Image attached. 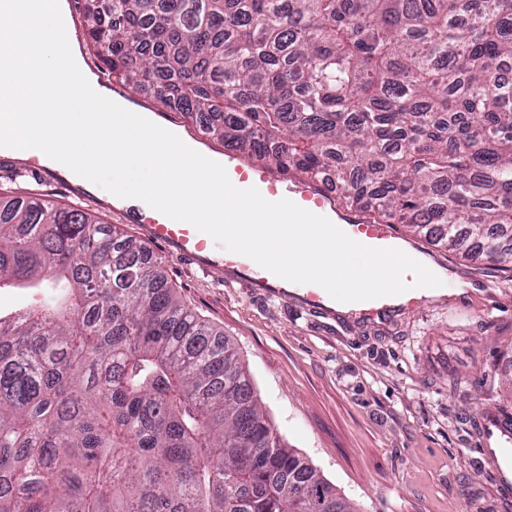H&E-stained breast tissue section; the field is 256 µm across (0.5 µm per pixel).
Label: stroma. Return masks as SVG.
<instances>
[{
	"label": "stroma",
	"instance_id": "obj_1",
	"mask_svg": "<svg viewBox=\"0 0 512 512\" xmlns=\"http://www.w3.org/2000/svg\"><path fill=\"white\" fill-rule=\"evenodd\" d=\"M157 258L182 302L234 344L288 447L358 512H512L489 421L512 419V274L438 249L467 294L366 321L172 259L103 200L86 201Z\"/></svg>",
	"mask_w": 512,
	"mask_h": 512
}]
</instances>
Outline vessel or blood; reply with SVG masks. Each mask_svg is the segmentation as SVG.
<instances>
[{
  "label": "vessel or blood",
  "instance_id": "b4317fda",
  "mask_svg": "<svg viewBox=\"0 0 512 512\" xmlns=\"http://www.w3.org/2000/svg\"><path fill=\"white\" fill-rule=\"evenodd\" d=\"M222 163L230 181L238 188H257L263 197L271 201L290 199L301 208L336 223L337 227L363 245L396 249L421 263L429 259L428 254L418 246L403 239L393 225L373 224L360 215L338 210L335 193L324 184L288 178L231 151L225 152ZM143 223L146 235L167 244L171 256L200 266L235 270L247 284L281 298H299L305 307L313 311L324 310L332 301L331 296L319 285L286 282L249 257L217 247L208 234L192 225L163 224L152 217L144 218ZM404 281L409 289L403 294L358 302L356 308L360 316L373 321L396 309L412 310L419 307L422 299L414 286V274L406 273Z\"/></svg>",
  "mask_w": 512,
  "mask_h": 512
}]
</instances>
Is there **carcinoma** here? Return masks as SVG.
I'll use <instances>...</instances> for the list:
<instances>
[{"label": "carcinoma", "instance_id": "obj_1", "mask_svg": "<svg viewBox=\"0 0 512 512\" xmlns=\"http://www.w3.org/2000/svg\"><path fill=\"white\" fill-rule=\"evenodd\" d=\"M111 73L342 206L512 270V0H84ZM0 512H357L145 247L0 195ZM43 298L42 289L2 288L0 289V311L2 313L19 312Z\"/></svg>", "mask_w": 512, "mask_h": 512}]
</instances>
